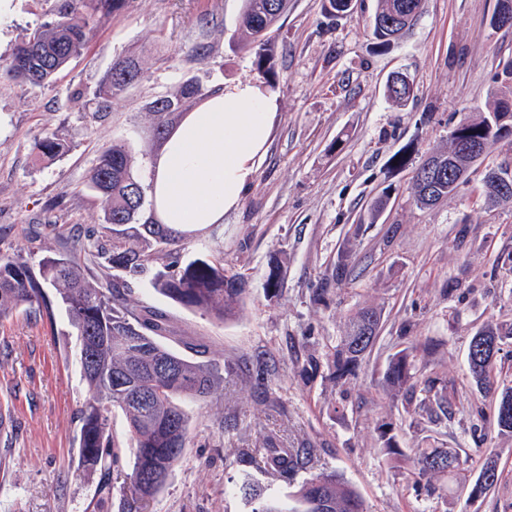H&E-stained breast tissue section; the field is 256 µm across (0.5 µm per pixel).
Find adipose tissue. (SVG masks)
<instances>
[{
  "mask_svg": "<svg viewBox=\"0 0 512 512\" xmlns=\"http://www.w3.org/2000/svg\"><path fill=\"white\" fill-rule=\"evenodd\" d=\"M277 110L272 89L244 80L187 112L155 164L157 220L179 229L222 223L255 176Z\"/></svg>",
  "mask_w": 512,
  "mask_h": 512,
  "instance_id": "ef3b65f1",
  "label": "adipose tissue"
}]
</instances>
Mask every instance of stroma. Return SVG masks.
Masks as SVG:
<instances>
[{"label":"stroma","mask_w":512,"mask_h":512,"mask_svg":"<svg viewBox=\"0 0 512 512\" xmlns=\"http://www.w3.org/2000/svg\"><path fill=\"white\" fill-rule=\"evenodd\" d=\"M60 0H12L0 15V69L15 46L51 22ZM329 16L325 0H290L271 34L270 74L241 49L242 0H122L101 17L81 55L48 86L0 78V252L30 261L72 236L99 233L103 211L89 188L101 152L124 145L150 182L166 136L153 102L184 84L197 98L171 114L176 126L213 92L251 80L273 89L278 114L255 177L223 223L183 230L177 247L192 259L219 249L224 268L245 281L244 304L220 320L128 278L137 307L166 312L176 338L205 344L227 374L224 390L193 412L188 444L145 512H250L233 487L243 475L285 494L287 482L242 462L265 434L284 447L315 446L311 472L333 471L368 512H512V433L499 431L495 395L471 381L467 347L488 324L512 323V201H488L485 170L512 164V145L483 154L456 192L415 204L412 182L427 155L447 147L463 117L475 118L490 90L512 72V28L493 25L497 0H425L389 46L372 35L377 0H353ZM137 58L141 75L96 109L94 91L112 64ZM409 76L414 97L399 106L388 78ZM51 133L65 146L39 159L34 142ZM402 165H395L396 155ZM376 222L368 212L380 196ZM351 268L336 279V260ZM281 286L268 296L272 259ZM381 314L375 344L354 377L334 383L329 354L356 309ZM434 354H425V344ZM409 348L422 376L454 386L451 419L407 411L383 384L395 352ZM64 313L48 322L17 309L0 319V512H91L97 475L78 468L77 410L86 397ZM406 453L386 455L381 424ZM418 448H451L456 477L412 487ZM502 481L469 493L486 459Z\"/></svg>","instance_id":"obj_1"}]
</instances>
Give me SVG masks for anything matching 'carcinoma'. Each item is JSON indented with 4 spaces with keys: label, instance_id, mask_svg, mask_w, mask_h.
<instances>
[{
    "label": "carcinoma",
    "instance_id": "cac0c4a2",
    "mask_svg": "<svg viewBox=\"0 0 512 512\" xmlns=\"http://www.w3.org/2000/svg\"><path fill=\"white\" fill-rule=\"evenodd\" d=\"M120 0H62L57 19L35 29L14 49L5 75L36 86L52 83L57 74L84 50L93 29L95 15L118 8ZM424 0H378L373 34L385 46L408 26L423 9ZM288 9V0H243L240 38L255 50L257 66L266 71L267 35ZM141 74L133 59L118 62L104 76L95 95L106 102L135 82ZM388 98L404 105L413 96V84L401 81L386 85ZM198 94L192 84L183 86L175 98L153 105L158 126L178 110L185 100ZM464 130L481 139L485 147L512 143V91H495L486 104V113L476 119L463 118ZM35 149L52 158L60 144L49 133ZM485 177L486 194L497 202L512 199V192L499 189L498 174ZM464 178H448L421 165L414 176V199L429 207L434 201L456 191ZM90 188L96 193L107 226L114 234L109 244L79 243L67 253L41 258L34 264L21 254L0 253V318L25 306L49 321L54 306L66 312L69 326L79 342L81 380L88 396L79 409L78 467L99 474L93 512H110L115 489L112 467L122 445L112 434V411L124 415L132 453L131 497L147 502L165 485L175 463L186 447L193 406L216 395L224 386V373L207 357L201 344L183 343L185 354L165 344L167 317L159 311H139L127 298V284L121 279L92 282L81 258H104L114 268L131 276L150 275L151 286L161 295L187 308L223 320L240 306L244 281L224 270L222 251L187 262L171 245L176 236L167 225L146 212V195L134 170L131 155L114 146L102 152L90 174ZM54 290L49 299L46 289ZM380 313L361 307L348 318L343 336L333 352L336 381L352 375L373 346ZM512 340V324L483 327L468 344V364L476 387L490 390L497 383L495 361L506 341ZM390 391L404 394L420 386L414 412L431 416L452 415V396L445 380L429 376L418 382L413 351L402 349L391 356L383 375ZM497 426L512 433V386L502 389L497 404ZM313 448H284L269 435L259 448L248 449V461L268 473L293 483L297 473L313 461ZM458 451L425 448L417 453L421 477L448 476L460 466ZM501 472L497 462L482 466L470 496L478 497L497 486ZM238 491L249 498L251 512H366L358 492L334 473L320 472L298 483L287 497L269 494L244 482Z\"/></svg>",
    "mask_w": 512,
    "mask_h": 512
}]
</instances>
